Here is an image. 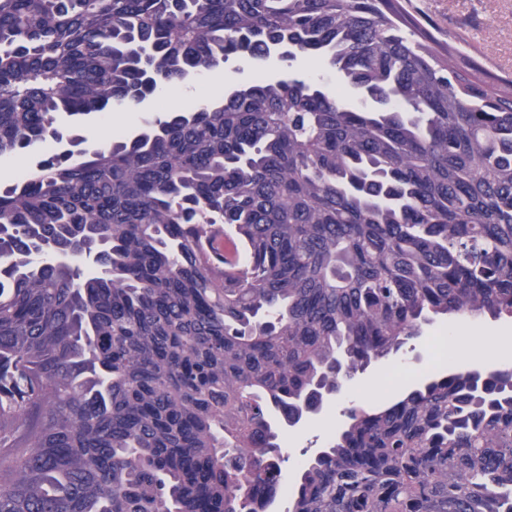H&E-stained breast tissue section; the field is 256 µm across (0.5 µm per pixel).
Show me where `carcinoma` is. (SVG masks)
Here are the masks:
<instances>
[{"mask_svg": "<svg viewBox=\"0 0 512 512\" xmlns=\"http://www.w3.org/2000/svg\"><path fill=\"white\" fill-rule=\"evenodd\" d=\"M273 47L336 90L258 78L0 183V512H265L299 398L512 318V78L404 0H0V158ZM509 385L445 362L351 408L286 512H512ZM203 251L211 268L229 284L239 273V244L234 233L228 228L216 225L204 240Z\"/></svg>", "mask_w": 512, "mask_h": 512, "instance_id": "1", "label": "carcinoma"}]
</instances>
